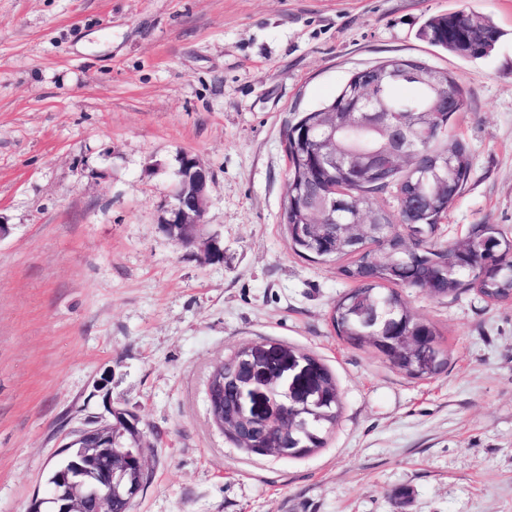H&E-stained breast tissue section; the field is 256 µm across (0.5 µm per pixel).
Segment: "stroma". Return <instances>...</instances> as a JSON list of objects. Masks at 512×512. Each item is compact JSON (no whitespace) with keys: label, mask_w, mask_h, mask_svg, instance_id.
I'll return each mask as SVG.
<instances>
[{"label":"stroma","mask_w":512,"mask_h":512,"mask_svg":"<svg viewBox=\"0 0 512 512\" xmlns=\"http://www.w3.org/2000/svg\"><path fill=\"white\" fill-rule=\"evenodd\" d=\"M461 9L500 29L487 56L421 37ZM393 57L464 91L472 170L440 241L512 233V0H0V512L115 407L153 472L132 512H512V302L402 289L448 350L411 379L336 335L351 282L280 227L288 125ZM184 151L211 175V263L161 225ZM254 344L331 370L313 454L249 455L212 424L214 366Z\"/></svg>","instance_id":"obj_1"}]
</instances>
